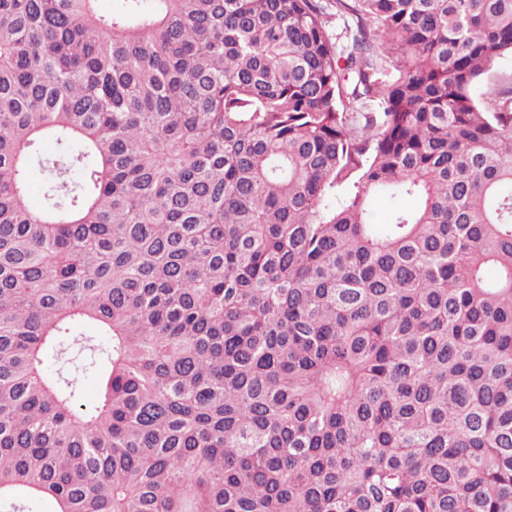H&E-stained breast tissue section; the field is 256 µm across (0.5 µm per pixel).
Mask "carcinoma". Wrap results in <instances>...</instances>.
<instances>
[{
    "label": "carcinoma",
    "instance_id": "obj_1",
    "mask_svg": "<svg viewBox=\"0 0 512 512\" xmlns=\"http://www.w3.org/2000/svg\"><path fill=\"white\" fill-rule=\"evenodd\" d=\"M95 2L0 0V512H512V0ZM45 179V172L37 163L29 168L27 174L29 188L28 198L30 205L35 209H39L43 205V184ZM411 198H398L390 194H376L370 201L371 219L374 224H386L392 212L398 208L411 209L415 206Z\"/></svg>",
    "mask_w": 512,
    "mask_h": 512
}]
</instances>
